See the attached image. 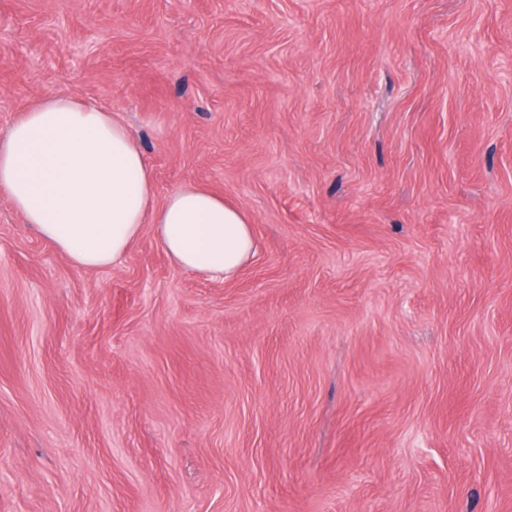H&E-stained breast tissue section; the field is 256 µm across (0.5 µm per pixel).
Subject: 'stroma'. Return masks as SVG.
Wrapping results in <instances>:
<instances>
[{"label":"stroma","mask_w":512,"mask_h":512,"mask_svg":"<svg viewBox=\"0 0 512 512\" xmlns=\"http://www.w3.org/2000/svg\"><path fill=\"white\" fill-rule=\"evenodd\" d=\"M118 112L231 282L0 194V512H512V0H0V134Z\"/></svg>","instance_id":"1"}]
</instances>
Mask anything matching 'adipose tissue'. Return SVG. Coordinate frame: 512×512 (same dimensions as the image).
Listing matches in <instances>:
<instances>
[{
	"label": "adipose tissue",
	"instance_id": "ef3b65f1",
	"mask_svg": "<svg viewBox=\"0 0 512 512\" xmlns=\"http://www.w3.org/2000/svg\"><path fill=\"white\" fill-rule=\"evenodd\" d=\"M0 193L79 268L117 264L148 228L180 269L224 282L255 254L243 208L193 184L156 201L129 125L68 94L40 99L0 134Z\"/></svg>",
	"mask_w": 512,
	"mask_h": 512
}]
</instances>
